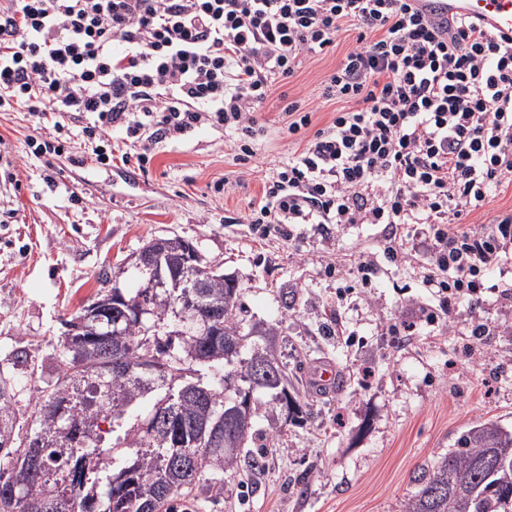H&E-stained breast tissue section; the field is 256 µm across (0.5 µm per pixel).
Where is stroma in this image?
<instances>
[{
	"mask_svg": "<svg viewBox=\"0 0 512 512\" xmlns=\"http://www.w3.org/2000/svg\"><path fill=\"white\" fill-rule=\"evenodd\" d=\"M349 46L279 83L261 110L255 158L238 160L234 138L205 126L159 143L135 182L121 162L85 163L74 143L54 162L60 185L47 186L26 145L44 126L24 108L0 112V166L16 176L0 179V207L13 212L0 223V371L21 425L32 423L37 388L57 375L65 320L103 283L137 287L133 254L177 236L238 280L246 324L278 322L271 347L296 386L320 363L343 376L340 391L309 394L308 421L283 429L263 469L225 472L223 493L201 490L178 512H402L412 473L472 424L512 428V243L480 302L450 311L423 284L433 254L421 225H408L410 244L392 255L387 224H297L287 237L245 219L262 178L294 147L284 99H305L323 127L334 106L321 83ZM361 258L376 268L367 282L352 272ZM474 319L482 335L468 330ZM16 350L31 368L7 365Z\"/></svg>",
	"mask_w": 512,
	"mask_h": 512,
	"instance_id": "35a3bbf8",
	"label": "stroma"
}]
</instances>
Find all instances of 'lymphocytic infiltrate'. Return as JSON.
Masks as SVG:
<instances>
[{
	"label": "lymphocytic infiltrate",
	"instance_id": "1",
	"mask_svg": "<svg viewBox=\"0 0 512 512\" xmlns=\"http://www.w3.org/2000/svg\"><path fill=\"white\" fill-rule=\"evenodd\" d=\"M353 44L322 83L336 109H283L297 148L262 182L252 224H425L428 288L474 300L512 241V210L471 225L512 183V38L480 21L447 27L410 0H0V112L54 117L27 142L51 161L70 121L91 162L112 161L114 127L144 165L203 125L256 154L258 112L301 65Z\"/></svg>",
	"mask_w": 512,
	"mask_h": 512
}]
</instances>
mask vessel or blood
Returning <instances> with one entry per match:
<instances>
[{"mask_svg": "<svg viewBox=\"0 0 512 512\" xmlns=\"http://www.w3.org/2000/svg\"><path fill=\"white\" fill-rule=\"evenodd\" d=\"M434 23L443 25L455 16L473 17L494 32L512 36V0H414Z\"/></svg>", "mask_w": 512, "mask_h": 512, "instance_id": "1", "label": "vessel or blood"}]
</instances>
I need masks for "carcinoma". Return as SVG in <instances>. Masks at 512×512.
<instances>
[{"label":"carcinoma","mask_w":512,"mask_h":512,"mask_svg":"<svg viewBox=\"0 0 512 512\" xmlns=\"http://www.w3.org/2000/svg\"><path fill=\"white\" fill-rule=\"evenodd\" d=\"M206 299L220 306L205 328L183 324L180 293L158 287L120 292L141 317L118 310L101 336L67 333L57 342L59 374L37 389L34 432H21L9 382L0 373V512H175L197 497L201 481L220 494L224 471L238 467L255 438V408L230 410L258 390L269 397V437L280 422L309 414L288 364L250 338L270 341L275 323L245 329L240 287L224 272L201 277ZM154 361L165 375L148 377ZM217 377L219 385L207 381ZM147 398L153 410L103 446L101 423L121 428ZM404 512H512V430L494 421L470 427L431 467L412 477Z\"/></svg>","instance_id":"obj_1"}]
</instances>
